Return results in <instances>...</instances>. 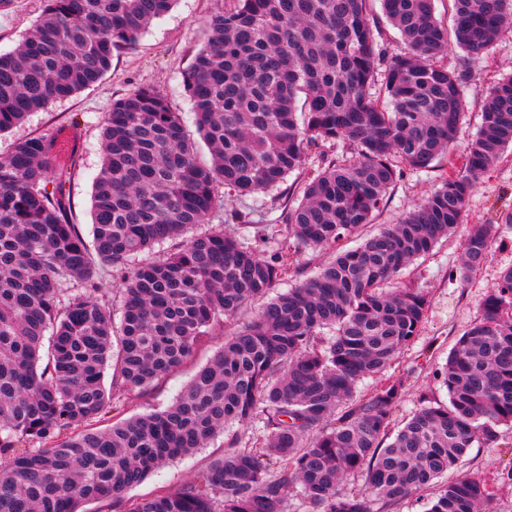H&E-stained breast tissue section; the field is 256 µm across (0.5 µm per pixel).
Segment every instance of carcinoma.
<instances>
[{
    "label": "carcinoma",
    "mask_w": 512,
    "mask_h": 512,
    "mask_svg": "<svg viewBox=\"0 0 512 512\" xmlns=\"http://www.w3.org/2000/svg\"><path fill=\"white\" fill-rule=\"evenodd\" d=\"M175 0H45L32 31L0 53V133L50 102L98 82L114 53L136 44ZM369 0H229L183 76L195 124L155 89L112 102L94 180L92 241L67 219L65 182L47 188L55 136L17 142L0 157V512H286L298 488L311 512H371L424 489L458 466L473 443L512 425V267L500 272L479 320L458 338L439 379L448 401L422 398L400 429L402 383L357 395L416 336L427 311L417 288L391 287L462 222L486 170L512 147V75L492 89L462 171L398 224L354 250L341 242L371 223L405 168L451 157L464 115L465 75L433 63L448 46L434 0H381L407 51L386 58ZM457 47L478 55L512 30V0H450ZM385 67L389 105L371 94ZM346 140L350 160L324 159L284 209L283 247L266 256L204 224L219 184L240 196L283 184L305 151ZM231 218L254 238L270 225ZM512 213L478 224L450 279L482 267ZM176 241L166 255L155 245ZM333 257L300 284L228 328L266 297L302 248ZM122 299L119 327L98 275ZM224 345L166 408L109 422L114 392L145 390L191 361L215 331ZM262 424L258 448L226 434L224 454L175 490L125 493L169 461L204 448L230 425ZM367 470V492L341 493ZM490 500L466 476L446 483L424 512H480Z\"/></svg>",
    "instance_id": "cac0c4a2"
}]
</instances>
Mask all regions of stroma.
Segmentation results:
<instances>
[{
	"label": "stroma",
	"mask_w": 512,
	"mask_h": 512,
	"mask_svg": "<svg viewBox=\"0 0 512 512\" xmlns=\"http://www.w3.org/2000/svg\"><path fill=\"white\" fill-rule=\"evenodd\" d=\"M223 5L224 0H176L170 12L155 20L135 46L114 55L110 70L97 83L31 113L23 124L0 133V156L7 155L17 141L42 134L59 136L60 147H67V132L77 130L80 134L77 162L66 184L68 217L78 224L82 233H90L92 184L102 160L101 127L113 100L137 87L150 86L165 95L173 111L190 115L191 104L183 88L182 74L205 39L207 19ZM43 7L44 0H12L9 7L0 10V53L12 51L22 41ZM440 61L451 69L465 64L470 67L464 85L465 116L453 158L438 160L425 171H404L388 191L383 207L367 227L368 232L400 221L439 187L440 174L448 163L463 166L467 146L477 133L480 112L492 85L503 75L512 73V31L504 32L489 51L473 59H466L461 51L451 48ZM350 154L349 143L342 140L307 151L302 169L290 174L281 190L241 197L232 190L217 188L215 208L208 223L223 225L225 233L237 239H252L251 228L230 223L232 211H251L262 216L266 223H276L283 206L295 204L299 199V187L307 174L321 168L323 156L345 158ZM507 212L512 213V149L484 173L455 233L404 271V284L423 289L428 297L426 318L410 345L383 374L364 378L357 385L358 393L367 394L384 381H402L403 391L394 410L396 423L405 421L417 408L421 396L447 400V390L437 374L456 340L479 317L487 290L503 269L512 266V231L508 232L505 244L493 247L486 264L468 284L449 280L448 272L459 264L460 243L473 225L495 223ZM193 366L181 368L146 391L121 394L123 416L164 408L187 384ZM224 447L223 437H216L209 447L157 470L130 489L129 498H143L179 487L197 469L221 455ZM462 476L485 484L490 492V512H512V427L500 426L499 438L493 444L474 442L462 462L448 473L452 480Z\"/></svg>",
	"instance_id": "35a3bbf8"
}]
</instances>
